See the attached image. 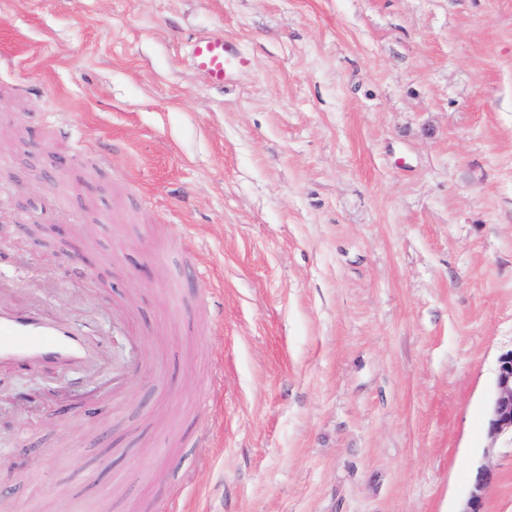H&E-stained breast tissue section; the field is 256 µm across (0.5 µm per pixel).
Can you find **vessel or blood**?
<instances>
[{
    "instance_id": "vessel-or-blood-1",
    "label": "vessel or blood",
    "mask_w": 512,
    "mask_h": 512,
    "mask_svg": "<svg viewBox=\"0 0 512 512\" xmlns=\"http://www.w3.org/2000/svg\"><path fill=\"white\" fill-rule=\"evenodd\" d=\"M192 66L213 85L225 86L252 67L236 40L224 34L194 39L189 46ZM95 352L88 336L61 315L28 306L0 304V366L25 368L35 364L85 366Z\"/></svg>"
}]
</instances>
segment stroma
<instances>
[{
    "label": "stroma",
    "instance_id": "obj_1",
    "mask_svg": "<svg viewBox=\"0 0 512 512\" xmlns=\"http://www.w3.org/2000/svg\"><path fill=\"white\" fill-rule=\"evenodd\" d=\"M1 55L0 279L155 372L1 367L0 512H512V0H0ZM188 53L192 66L216 86L224 87L252 67L251 59L239 49L237 41L224 33L197 37ZM488 434L493 440L509 437L512 441V348L502 353L497 361ZM491 481L492 475L487 469L479 468L477 470L473 491L471 492V496L467 502L468 509L464 512H481L480 507L482 504L483 493L490 485Z\"/></svg>",
    "mask_w": 512,
    "mask_h": 512
}]
</instances>
